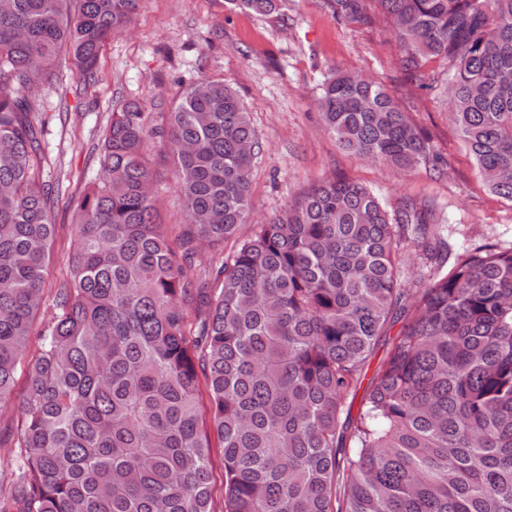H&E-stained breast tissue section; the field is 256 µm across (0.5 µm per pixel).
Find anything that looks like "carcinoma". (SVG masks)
I'll use <instances>...</instances> for the list:
<instances>
[{"instance_id": "obj_1", "label": "carcinoma", "mask_w": 512, "mask_h": 512, "mask_svg": "<svg viewBox=\"0 0 512 512\" xmlns=\"http://www.w3.org/2000/svg\"><path fill=\"white\" fill-rule=\"evenodd\" d=\"M230 2L269 16L284 0ZM326 3L338 19L390 23L407 79L448 86L488 189L512 202V0ZM139 4L0 0V408L27 361L17 512H214V438L224 512H512V248L452 259L434 205L390 211L339 178L239 237L260 143L222 79L185 88L157 132L137 100L112 113L99 180L69 200L58 313L34 331L56 224L26 92L55 82L62 59L96 86L106 42ZM428 57L447 69L426 76ZM319 102L326 130L363 159L408 170L432 155L371 80L333 73ZM154 135L187 216L173 240L150 191ZM404 243L429 268L415 288ZM202 249L222 253L203 279ZM396 324L354 419L347 397ZM211 483L214 511L224 509V463L222 448H212L211 454Z\"/></svg>"}]
</instances>
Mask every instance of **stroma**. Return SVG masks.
Returning <instances> with one entry per match:
<instances>
[{
  "label": "stroma",
  "mask_w": 512,
  "mask_h": 512,
  "mask_svg": "<svg viewBox=\"0 0 512 512\" xmlns=\"http://www.w3.org/2000/svg\"><path fill=\"white\" fill-rule=\"evenodd\" d=\"M100 69L102 78L89 91L68 72L62 82L33 93L40 105L34 120L43 126L39 179L59 195L36 326L52 319L55 290L70 277L74 225L67 199L95 180L113 110L126 99L144 98L153 103L149 125L166 124L171 102L203 77L222 79L238 91L262 144L252 170L251 221L241 235L313 185L336 177L366 185L390 209L408 199L433 201L454 250L512 247V202L484 184L450 119L447 89L408 82L399 45L384 20L367 27L336 19L325 0H288L281 17H261L230 0H142L129 31L108 41ZM334 70L382 84L430 139L433 157L403 171L341 150L317 106L319 85ZM148 153L164 222L184 223L165 150L153 140ZM25 380V367H18L11 401L0 409L1 498L19 473L15 442Z\"/></svg>",
  "instance_id": "obj_1"
}]
</instances>
